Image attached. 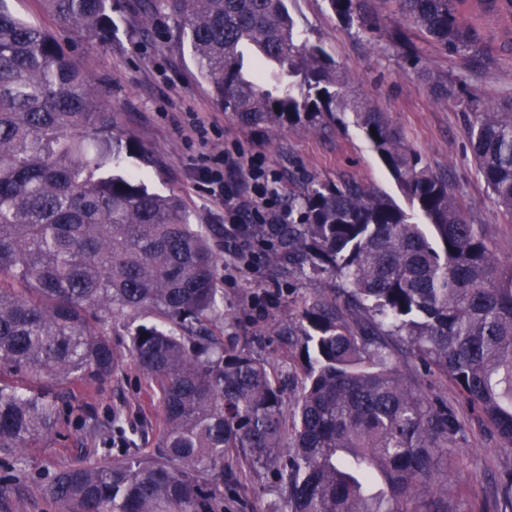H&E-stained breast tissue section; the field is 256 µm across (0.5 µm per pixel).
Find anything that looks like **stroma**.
<instances>
[{
    "label": "stroma",
    "instance_id": "obj_1",
    "mask_svg": "<svg viewBox=\"0 0 512 512\" xmlns=\"http://www.w3.org/2000/svg\"><path fill=\"white\" fill-rule=\"evenodd\" d=\"M20 18L54 31L75 60L101 80L121 127L146 146L158 167H141L146 183L157 192L179 194L201 224L229 227L224 204L200 178L204 156L236 148L262 154L279 180L281 193H303L309 181L341 184L347 180L391 196L399 191L369 143L355 128L303 127L280 132L250 126L215 101L202 80L188 44L176 39V23L168 9L142 15L137 0H112L116 22L111 41L87 44L57 29L42 0H8ZM303 36L320 44L335 61L348 93L384 113L404 142L440 178L468 213L484 225L496 263L512 267V216L503 213L481 180L470 152L467 128L475 119L470 99L490 104L512 96V29L498 27L495 13L466 14L475 30L469 49L450 52L425 39L394 6L373 0L370 31L345 29L326 0H288ZM413 43L419 69L408 68L402 52ZM447 76L454 92L436 100L429 73ZM205 125L203 136L189 129L190 116ZM252 256L242 262L224 256L217 266L221 314L211 329L225 345L267 363L272 373L299 372V347L280 330L296 322L306 300L338 298L334 278L289 265L272 268L262 245L251 242ZM399 374L430 399L451 404L464 427L452 452L453 472L463 512H493L498 467L512 462L479 412L454 384L418 359L395 355ZM72 414L60 436L37 442L25 453V475L9 512H57L43 486L59 467L74 461L79 449L94 445L90 429L111 431L115 447L150 452L162 427L149 382L132 360L111 381L73 386ZM227 512H284L276 468L247 474L225 487Z\"/></svg>",
    "mask_w": 512,
    "mask_h": 512
}]
</instances>
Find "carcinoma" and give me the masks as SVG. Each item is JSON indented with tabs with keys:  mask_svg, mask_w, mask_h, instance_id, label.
Instances as JSON below:
<instances>
[{
	"mask_svg": "<svg viewBox=\"0 0 512 512\" xmlns=\"http://www.w3.org/2000/svg\"><path fill=\"white\" fill-rule=\"evenodd\" d=\"M348 29L367 27L363 0H327ZM425 38L464 51L461 0H395ZM56 24L88 43L112 38V0H43ZM202 79L247 125L313 130L350 113L409 201L357 182H312L288 194V223L220 233L184 199L148 188L128 161L154 163L119 127L106 91L47 29L0 0V503L16 493L24 450L59 433L65 387L121 370L112 319L132 316L128 352L154 384L163 430L156 453L77 459L46 495L61 512H224V457L248 470L277 463L288 512H459L448 450L454 410L405 384L395 337L449 378L512 449V269L469 221L384 114L342 91L336 63L302 38L285 0H165ZM478 173L512 215V97L467 131ZM310 266L340 281L366 315L361 333L314 298L296 323L300 389L284 444L278 377L224 347L219 256ZM497 512H512V467Z\"/></svg>",
	"mask_w": 512,
	"mask_h": 512,
	"instance_id": "1",
	"label": "carcinoma"
}]
</instances>
